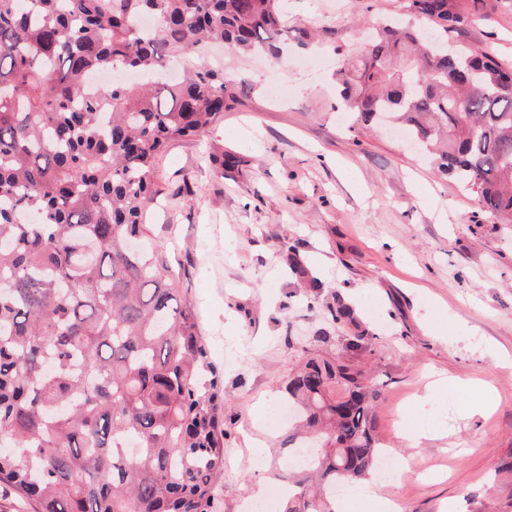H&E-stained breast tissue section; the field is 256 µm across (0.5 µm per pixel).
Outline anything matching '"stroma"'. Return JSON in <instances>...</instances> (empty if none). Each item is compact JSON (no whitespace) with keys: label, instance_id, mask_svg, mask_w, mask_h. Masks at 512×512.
<instances>
[{"label":"stroma","instance_id":"35a3bbf8","mask_svg":"<svg viewBox=\"0 0 512 512\" xmlns=\"http://www.w3.org/2000/svg\"><path fill=\"white\" fill-rule=\"evenodd\" d=\"M289 25L318 45L277 64L224 62L245 77L242 106L194 141L173 143L157 170L149 230L171 252L180 296L224 371V471L211 512H242L259 478L283 468L281 428L266 417L326 326L334 300L371 337L360 360L380 382L376 436L410 470L378 483L365 512H512V224L474 223V196L429 158L334 112L332 75L345 48L407 0H285ZM450 41L512 66V0H485ZM238 153L218 170L209 152ZM290 244L324 282L313 294L288 268ZM439 379L475 382L434 392ZM490 384L492 409L471 412Z\"/></svg>","mask_w":512,"mask_h":512}]
</instances>
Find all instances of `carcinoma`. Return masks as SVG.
<instances>
[{
    "instance_id": "cac0c4a2",
    "label": "carcinoma",
    "mask_w": 512,
    "mask_h": 512,
    "mask_svg": "<svg viewBox=\"0 0 512 512\" xmlns=\"http://www.w3.org/2000/svg\"><path fill=\"white\" fill-rule=\"evenodd\" d=\"M446 33L479 0H408ZM150 18V30L140 20ZM280 0H0V488L25 512H209L224 471V384L180 298L145 213L156 165L200 136L247 93L206 65L222 42L277 59L288 32ZM426 44L383 26L341 53L338 108L386 119L435 155L439 173L512 224V70L479 49ZM179 63L181 81L163 78ZM146 79L92 87L99 72ZM218 168L241 157L212 154ZM285 260L321 282L294 246ZM356 334L313 336L288 381L300 427L321 442L304 466L276 472L280 512H334L339 483L378 469L374 377L352 359L368 335L355 309H330ZM135 452H128V443Z\"/></svg>"
}]
</instances>
